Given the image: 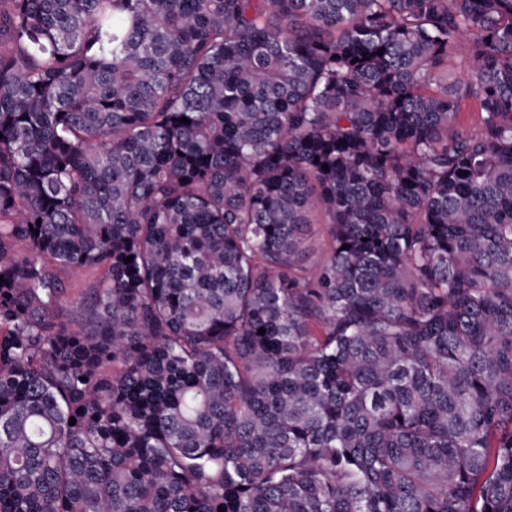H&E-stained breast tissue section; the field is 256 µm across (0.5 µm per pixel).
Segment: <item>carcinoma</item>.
<instances>
[{
  "label": "carcinoma",
  "mask_w": 512,
  "mask_h": 512,
  "mask_svg": "<svg viewBox=\"0 0 512 512\" xmlns=\"http://www.w3.org/2000/svg\"><path fill=\"white\" fill-rule=\"evenodd\" d=\"M0 276V512H512V0H0ZM313 238L311 244L314 251L310 254L307 265L321 263L329 255V237L325 224H312Z\"/></svg>",
  "instance_id": "obj_1"
}]
</instances>
